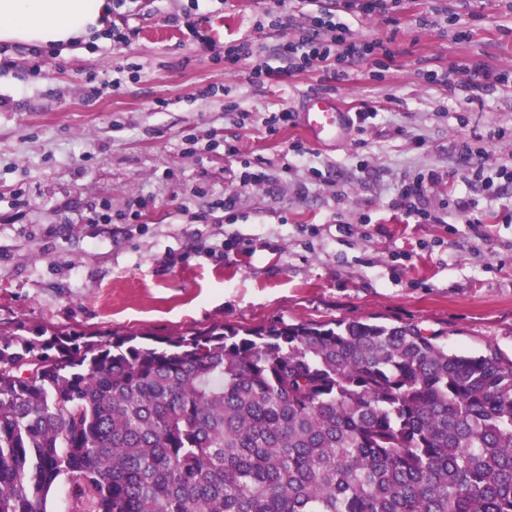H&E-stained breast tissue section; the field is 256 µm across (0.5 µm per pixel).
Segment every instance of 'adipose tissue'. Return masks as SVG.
I'll return each mask as SVG.
<instances>
[{
	"instance_id": "1",
	"label": "adipose tissue",
	"mask_w": 512,
	"mask_h": 512,
	"mask_svg": "<svg viewBox=\"0 0 512 512\" xmlns=\"http://www.w3.org/2000/svg\"><path fill=\"white\" fill-rule=\"evenodd\" d=\"M104 0H0V40L67 43L100 29Z\"/></svg>"
}]
</instances>
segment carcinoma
I'll return each instance as SVG.
<instances>
[{"instance_id":"obj_1","label":"carcinoma","mask_w":512,"mask_h":512,"mask_svg":"<svg viewBox=\"0 0 512 512\" xmlns=\"http://www.w3.org/2000/svg\"><path fill=\"white\" fill-rule=\"evenodd\" d=\"M512 512V360L362 319L0 337V512Z\"/></svg>"}]
</instances>
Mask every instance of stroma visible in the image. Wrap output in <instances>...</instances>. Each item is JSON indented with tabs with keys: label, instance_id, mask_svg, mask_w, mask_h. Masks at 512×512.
<instances>
[{
	"label": "stroma",
	"instance_id": "obj_1",
	"mask_svg": "<svg viewBox=\"0 0 512 512\" xmlns=\"http://www.w3.org/2000/svg\"><path fill=\"white\" fill-rule=\"evenodd\" d=\"M189 11L209 42L189 40ZM270 11L283 27L263 25ZM321 12L393 58L355 61L339 81L319 66L289 70L280 43ZM101 25L38 61L14 43L0 57V331L164 337L361 318L512 359V138L492 136L512 131V83L472 104L446 84L471 59L512 79V0H389L375 12L336 0H125ZM114 25L130 29L128 43L105 35ZM242 37L256 52L225 71L224 45ZM257 67L283 75L254 83ZM316 94L378 113L364 131L290 156L299 122L270 139L262 119L299 113ZM480 163L501 172L494 188L473 178ZM429 176L435 219L409 222L398 188ZM453 198L484 223H460Z\"/></svg>",
	"mask_w": 512,
	"mask_h": 512
}]
</instances>
